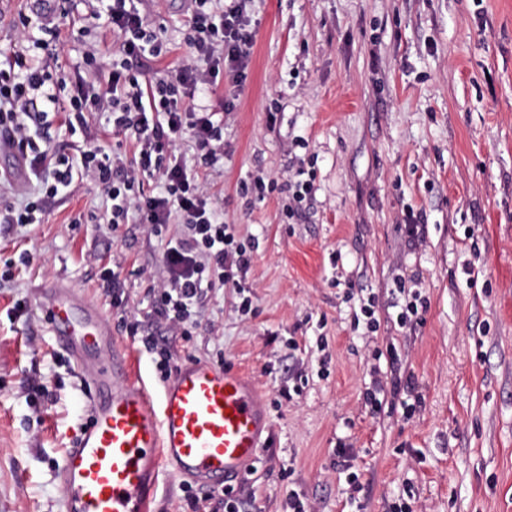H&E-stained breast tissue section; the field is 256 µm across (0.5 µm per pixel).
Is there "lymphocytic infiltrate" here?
Listing matches in <instances>:
<instances>
[{
  "mask_svg": "<svg viewBox=\"0 0 512 512\" xmlns=\"http://www.w3.org/2000/svg\"><path fill=\"white\" fill-rule=\"evenodd\" d=\"M190 2L185 34L189 52L172 67L146 65V58L166 55L167 45L134 0H110L92 10L93 19L111 28L116 47L107 61L95 44H87L75 65L77 78L50 66L62 49L59 26L68 16L63 0L53 16L23 18L10 56L0 62V129L17 144L27 179L38 190L22 206L0 207V224L41 223L47 202L65 196L78 179L106 187L112 226L131 222L159 237L173 215L182 217L184 234L167 239L162 253L165 279L151 285L144 317L125 325L154 354L163 372L171 353L157 337L146 334V327L162 325L190 335L206 293L228 283L245 289L252 263L251 254L229 233L207 192L188 171L177 145L191 139L205 166L223 159L224 115L233 105L227 101L215 108L206 98L225 80L245 84L255 33L247 0H227L219 12L212 9V0ZM67 87L72 90L68 129L81 133L85 144L75 156L51 152L34 129L38 118L57 107L58 92ZM90 112L105 114L118 135L111 150L95 145L86 120ZM126 137L136 144L130 157L123 150ZM149 180L158 182V190L145 191Z\"/></svg>",
  "mask_w": 512,
  "mask_h": 512,
  "instance_id": "lymphocytic-infiltrate-1",
  "label": "lymphocytic infiltrate"
}]
</instances>
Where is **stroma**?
<instances>
[{
    "instance_id": "stroma-1",
    "label": "stroma",
    "mask_w": 512,
    "mask_h": 512,
    "mask_svg": "<svg viewBox=\"0 0 512 512\" xmlns=\"http://www.w3.org/2000/svg\"><path fill=\"white\" fill-rule=\"evenodd\" d=\"M138 6L165 32L162 66L176 64L188 52L186 0ZM250 17L247 81L217 92L234 103L223 160L204 168L193 142L179 150L252 249L251 310L239 312L228 284L202 300L191 335L155 331L172 360L223 357L268 400L269 445L233 496L245 512H287L292 491L312 512H512V0H251ZM60 38L62 71L84 44L108 58L115 41L86 0H71ZM300 176L313 190L292 214L288 184ZM258 178L275 190L243 193ZM110 206L103 186L79 181L42 223L0 226V265L13 263L0 286V512H63V454L89 417L93 388L58 348L37 289L74 288L160 383L123 319L162 278L163 242L104 224ZM411 213L426 224L415 243ZM104 266L127 280L126 311L99 286ZM400 281L427 299L404 329L390 307ZM369 295L373 332L353 321ZM390 345L421 397L411 417L365 405ZM294 385L300 394L282 398ZM346 462L363 486L354 501Z\"/></svg>"
}]
</instances>
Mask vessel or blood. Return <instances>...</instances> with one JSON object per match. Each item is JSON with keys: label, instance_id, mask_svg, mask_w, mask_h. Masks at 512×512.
<instances>
[{"label": "vessel or blood", "instance_id": "b4317fda", "mask_svg": "<svg viewBox=\"0 0 512 512\" xmlns=\"http://www.w3.org/2000/svg\"><path fill=\"white\" fill-rule=\"evenodd\" d=\"M36 301L95 392L92 420L60 472L65 512H151L161 470L217 489L265 448V397L243 374L184 359L151 391L96 307L63 287L38 289Z\"/></svg>", "mask_w": 512, "mask_h": 512}]
</instances>
